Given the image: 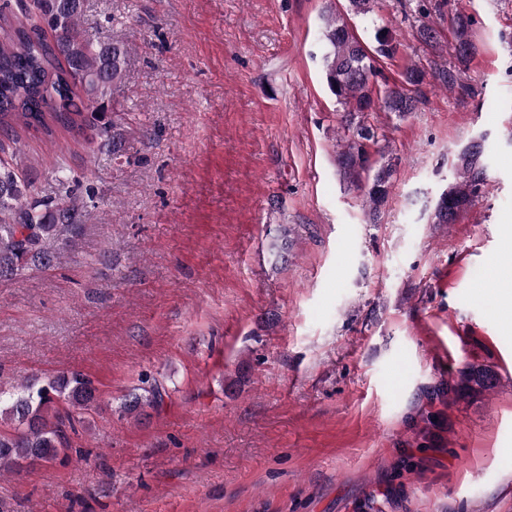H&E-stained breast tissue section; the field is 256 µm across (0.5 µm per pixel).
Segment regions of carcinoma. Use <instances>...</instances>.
Masks as SVG:
<instances>
[{
  "mask_svg": "<svg viewBox=\"0 0 512 512\" xmlns=\"http://www.w3.org/2000/svg\"><path fill=\"white\" fill-rule=\"evenodd\" d=\"M70 0H34L38 21L26 23L12 15L10 0H0V134L17 143L16 126L41 130L48 135L62 128L79 135L88 122L100 123L99 135L112 155H126L132 144L122 137L128 128L125 113L109 109L107 91L121 84L131 48L123 41L93 42L85 35L84 7L68 5ZM455 58L464 63L474 44L469 30L472 17L453 15ZM54 32L49 42L43 27ZM321 40L323 71L337 102L345 108L347 129L354 139L339 153L337 165L344 181L362 191L364 207L372 218L386 204L392 165L379 168L372 179L363 181L369 167L368 144L379 143L377 130L363 114L376 109L380 99L389 112L404 116L412 112L417 98L404 88L376 91L377 68L373 57L336 14L325 18ZM377 54L390 56L396 51L385 28L375 32ZM112 119H106L107 112ZM481 144L475 142L458 157L456 184L443 191L435 204L434 223L451 224L476 197L486 180L481 160ZM58 186L54 194L38 188L32 176L17 162L16 151L0 143V280L13 279L32 268H50L61 257L68 236L75 233L82 210L93 193L77 194L79 180L59 164ZM493 376L488 370L472 367L459 381L448 385V392L461 393L488 387ZM162 400V385L153 379L138 392L123 395L121 412L141 416L145 408ZM95 401V388L80 373L59 375L44 381L28 378L15 391L0 390V472L16 470L24 461L52 463L67 447L65 428L75 429V416Z\"/></svg>",
  "mask_w": 512,
  "mask_h": 512,
  "instance_id": "carcinoma-1",
  "label": "carcinoma"
}]
</instances>
